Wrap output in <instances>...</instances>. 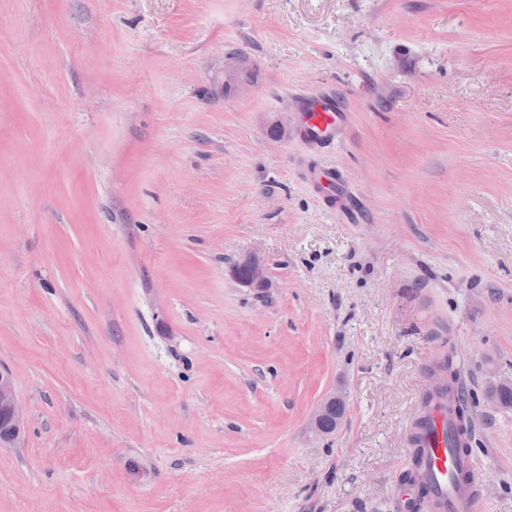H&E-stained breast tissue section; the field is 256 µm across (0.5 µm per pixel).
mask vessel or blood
I'll return each mask as SVG.
<instances>
[{
  "label": "vessel or blood",
  "mask_w": 512,
  "mask_h": 512,
  "mask_svg": "<svg viewBox=\"0 0 512 512\" xmlns=\"http://www.w3.org/2000/svg\"><path fill=\"white\" fill-rule=\"evenodd\" d=\"M299 137L313 145L343 141L349 132L348 115L332 95H305L300 99ZM309 179L325 199L343 206L342 179L333 168L310 172ZM424 428L414 448L420 461L417 478L398 486L399 512H417L421 498H428L434 512H472L482 473L469 454L454 445L458 427L455 403L437 396L422 413Z\"/></svg>",
  "instance_id": "vessel-or-blood-1"
}]
</instances>
